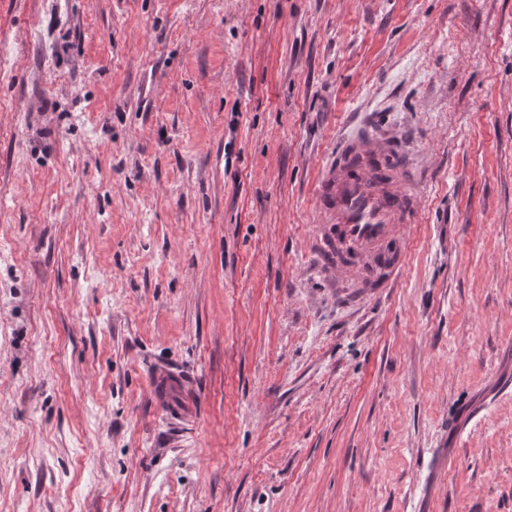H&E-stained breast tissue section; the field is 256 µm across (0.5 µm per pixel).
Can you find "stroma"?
I'll use <instances>...</instances> for the list:
<instances>
[{
	"label": "stroma",
	"mask_w": 512,
	"mask_h": 512,
	"mask_svg": "<svg viewBox=\"0 0 512 512\" xmlns=\"http://www.w3.org/2000/svg\"><path fill=\"white\" fill-rule=\"evenodd\" d=\"M406 270L313 267L355 114ZM0 512H512V0H0ZM165 364L196 418L159 408ZM489 401L480 405H471L464 409L456 420L448 423V430L454 438H458L475 420L484 417Z\"/></svg>",
	"instance_id": "35a3bbf8"
}]
</instances>
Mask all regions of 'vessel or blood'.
Wrapping results in <instances>:
<instances>
[{"instance_id":"obj_1","label":"vessel or blood","mask_w":512,"mask_h":512,"mask_svg":"<svg viewBox=\"0 0 512 512\" xmlns=\"http://www.w3.org/2000/svg\"><path fill=\"white\" fill-rule=\"evenodd\" d=\"M422 185L400 147V137L369 125L349 137L315 188L321 222L312 248L337 287L379 293L402 276L410 250L408 229L420 215ZM471 405L448 424L460 436L484 417Z\"/></svg>"}]
</instances>
